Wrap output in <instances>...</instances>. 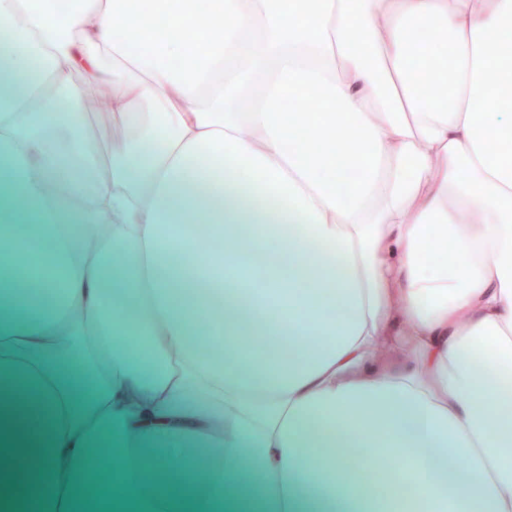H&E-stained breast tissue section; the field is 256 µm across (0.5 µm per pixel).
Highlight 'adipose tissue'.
<instances>
[{
	"instance_id": "ef3b65f1",
	"label": "adipose tissue",
	"mask_w": 512,
	"mask_h": 512,
	"mask_svg": "<svg viewBox=\"0 0 512 512\" xmlns=\"http://www.w3.org/2000/svg\"><path fill=\"white\" fill-rule=\"evenodd\" d=\"M0 31V512H512V0Z\"/></svg>"
}]
</instances>
